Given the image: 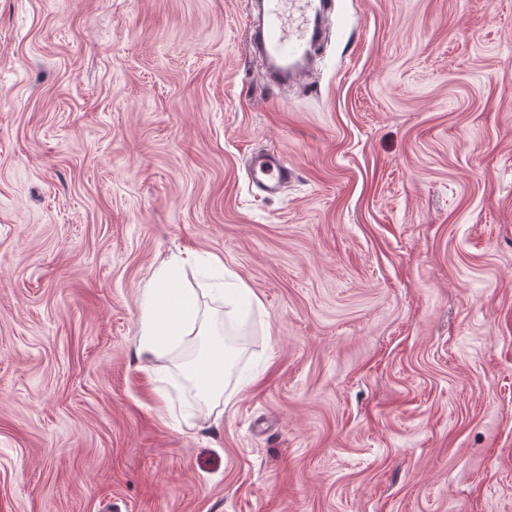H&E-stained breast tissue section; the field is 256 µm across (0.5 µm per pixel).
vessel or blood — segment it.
Returning a JSON list of instances; mask_svg holds the SVG:
<instances>
[{
    "label": "vessel or blood",
    "mask_w": 512,
    "mask_h": 512,
    "mask_svg": "<svg viewBox=\"0 0 512 512\" xmlns=\"http://www.w3.org/2000/svg\"><path fill=\"white\" fill-rule=\"evenodd\" d=\"M325 0H263L260 22H248L251 42L259 43L270 88L305 79L308 68L299 61L312 51L318 38V18ZM250 182L266 195L282 193L293 177L283 155L257 153L252 158Z\"/></svg>",
    "instance_id": "obj_1"
}]
</instances>
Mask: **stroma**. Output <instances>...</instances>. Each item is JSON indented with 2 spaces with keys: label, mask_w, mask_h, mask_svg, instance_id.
I'll list each match as a JSON object with an SVG mask.
<instances>
[{
  "label": "stroma",
  "mask_w": 512,
  "mask_h": 512,
  "mask_svg": "<svg viewBox=\"0 0 512 512\" xmlns=\"http://www.w3.org/2000/svg\"><path fill=\"white\" fill-rule=\"evenodd\" d=\"M246 21L0 0V512H512V0H331L278 97ZM199 253L261 307L190 408L140 302L222 316ZM252 169L249 172L251 185L256 186L267 196L282 193L293 177V170L281 154L256 153L251 158Z\"/></svg>",
  "instance_id": "obj_1"
}]
</instances>
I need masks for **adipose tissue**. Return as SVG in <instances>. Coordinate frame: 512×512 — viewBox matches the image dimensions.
I'll return each instance as SVG.
<instances>
[{"mask_svg":"<svg viewBox=\"0 0 512 512\" xmlns=\"http://www.w3.org/2000/svg\"><path fill=\"white\" fill-rule=\"evenodd\" d=\"M217 292L224 299V317L211 324L201 338L193 335L198 316L195 297L174 280L170 263L160 266L155 285L145 289L142 299L144 350L156 353L175 343L199 356L198 386L212 397L223 395L231 378L228 329L261 306L251 288L232 275L219 283Z\"/></svg>","mask_w":512,"mask_h":512,"instance_id":"obj_1","label":"adipose tissue"}]
</instances>
